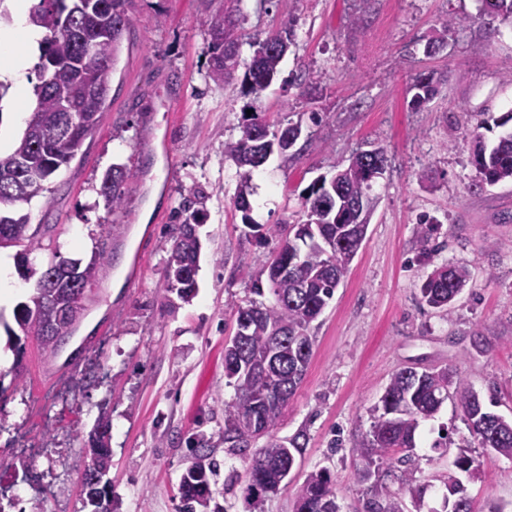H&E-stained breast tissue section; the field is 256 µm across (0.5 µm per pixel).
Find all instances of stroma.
<instances>
[{"mask_svg": "<svg viewBox=\"0 0 512 512\" xmlns=\"http://www.w3.org/2000/svg\"><path fill=\"white\" fill-rule=\"evenodd\" d=\"M221 6L129 0L104 120L30 208L63 255L87 260L103 247L112 268L90 286L96 302L56 359L31 340L20 369L0 367V512H85L84 441L102 413L112 421L110 475L122 512H179L198 433L212 438L216 503L248 512V459L220 435L234 396L224 377L232 307L257 298L247 275L277 247L245 236L233 204L241 174L224 143L250 108L273 128L302 124L288 155H271L253 175L257 223L294 222L305 189L356 150L380 145L390 159L373 186L366 238L315 324L310 366L275 432L285 440L305 431L306 451L290 488L269 495L262 512H292L294 486L321 467L341 512H364L375 491H398L393 470L381 471L377 486L358 483L353 448L402 368H450L512 416V184L478 186L471 164L480 122L512 111V21L481 16L477 0H241L242 63L256 41L295 21L280 74L255 102L207 75L205 20ZM452 15L465 16L463 26L426 53ZM432 70L447 82L411 111L412 77ZM115 163L139 182L111 214L97 188ZM192 189L203 192L207 218L198 288L185 302L164 291L165 259L173 214ZM424 214L439 223L428 260L416 249ZM448 263L468 266L471 280L440 312L421 304L419 288ZM477 335L483 348L473 346ZM421 429L429 443L448 434L447 451L417 449L411 471L427 488L423 512H444L448 464L473 437L450 401ZM480 461L485 478L463 480L474 512L493 502L512 512V460L484 452Z\"/></svg>", "mask_w": 512, "mask_h": 512, "instance_id": "stroma-1", "label": "stroma"}]
</instances>
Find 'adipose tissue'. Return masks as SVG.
I'll return each instance as SVG.
<instances>
[{
  "mask_svg": "<svg viewBox=\"0 0 512 512\" xmlns=\"http://www.w3.org/2000/svg\"><path fill=\"white\" fill-rule=\"evenodd\" d=\"M14 24L5 33L0 32V72L9 73L19 98H26L24 71L28 66V49L37 46L40 32L29 22L33 0H13Z\"/></svg>",
  "mask_w": 512,
  "mask_h": 512,
  "instance_id": "obj_1",
  "label": "adipose tissue"
}]
</instances>
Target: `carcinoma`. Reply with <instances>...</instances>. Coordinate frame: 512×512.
<instances>
[{"mask_svg":"<svg viewBox=\"0 0 512 512\" xmlns=\"http://www.w3.org/2000/svg\"><path fill=\"white\" fill-rule=\"evenodd\" d=\"M479 12L492 19L512 20V0H479ZM127 0H36L29 22L40 29L39 56L34 64L36 105L25 123L21 137L11 151L0 155V249L18 247L15 254L19 275L36 278L32 294L14 311L20 334L14 335L17 357L25 343L34 339L48 358L59 352L57 337L71 336L87 311V287L112 263L111 255L100 249L87 264L61 255L60 247L46 242L48 224H31L30 215L16 211L19 204H31L50 189L51 180L75 159L84 141L100 126L107 111L112 72L122 50L129 20ZM239 19L233 10L222 9L206 20L210 42L207 67L210 79L228 84L240 66L238 43L224 42V28H236ZM293 44L292 22L276 34L257 42V49L245 65L240 93L257 99L278 77L284 48ZM447 82V76L433 71L416 74L409 87L411 109L424 107ZM302 132L299 123L288 122L271 130L255 118L239 123V135L224 142V155L246 172L237 186L234 205L242 221L256 230L257 238L280 240L272 258L286 262L284 272L264 269L273 302L251 303L234 309L235 332L224 341V375L234 388V398L224 402V441L245 450L259 439L266 443L248 461L246 499L254 505L288 483L282 481L290 465L297 464L307 447L306 433L299 431L286 441L274 431L283 409L300 387L313 356L314 337L310 330L332 301L355 258L351 240L358 232L354 202L370 200L372 174L389 166L382 148L357 151L348 163L336 166V175L320 178L306 189L298 219L292 224H255L250 217L253 195L251 173L260 169L271 154L290 150L288 134ZM471 163L479 175V185L512 183V130L488 146L481 135ZM136 173L114 163L102 175L98 195L105 207L120 209L133 192ZM203 196L198 191L184 199L181 222L172 229V244L165 261L164 291L186 299L196 288L201 242L195 225L203 215ZM436 220L419 221V252L433 250ZM46 254L40 267L30 255ZM74 273L73 286L58 285L61 272ZM470 281V271L462 265L435 267L420 286V302L440 310H450L456 296ZM460 407L470 432L483 450L512 459V420L490 410L484 399L461 376L448 368L407 367L395 373L374 405L369 431L354 447L359 458L356 479L365 484L379 475L383 465L410 466L420 423L432 420L448 398ZM99 432L88 443L100 449L94 467H85L83 480L92 474L106 476L112 468L111 422L98 419ZM199 460L183 475L179 494L180 512H197L212 499L206 471L214 468L211 442L205 435L196 440ZM476 450L458 447L452 466L459 472L477 474L481 463ZM402 490L421 507L425 487L400 475ZM109 484H102L98 503L84 505L88 512H117ZM445 512H473L463 482L448 475L445 482ZM336 501L334 479L322 467L308 473L294 489L293 512H330ZM366 512H404L397 493L377 495L366 503Z\"/></svg>","mask_w":512,"mask_h":512,"instance_id":"1","label":"carcinoma"}]
</instances>
